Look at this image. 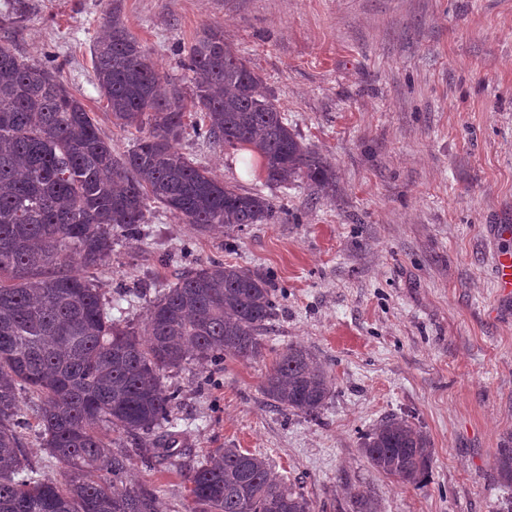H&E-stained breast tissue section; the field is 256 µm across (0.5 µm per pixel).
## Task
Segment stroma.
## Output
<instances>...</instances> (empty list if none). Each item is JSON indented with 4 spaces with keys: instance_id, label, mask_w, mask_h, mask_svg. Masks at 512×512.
Segmentation results:
<instances>
[{
    "instance_id": "1",
    "label": "stroma",
    "mask_w": 512,
    "mask_h": 512,
    "mask_svg": "<svg viewBox=\"0 0 512 512\" xmlns=\"http://www.w3.org/2000/svg\"><path fill=\"white\" fill-rule=\"evenodd\" d=\"M0 44L58 67L114 153L135 136L112 123L92 54L118 13L163 81L192 91L193 38L219 27L262 79L289 127L327 158L336 191L306 181L279 192L275 224L197 235L153 207L141 249L117 241L95 281L143 325L157 291L213 261L260 270L282 289L261 358L191 362L169 372L183 453L134 464L160 512H188L179 471L217 448L265 457L298 483L313 512H351L368 490L376 512H499L512 487L493 475L512 436V298L492 277L512 250V0H30ZM178 150L246 191L265 174L246 149L186 132ZM139 286L143 299L120 297ZM310 347L336 380L319 418L279 411L261 385L277 352ZM403 417L434 449L410 486L371 468L362 436Z\"/></svg>"
}]
</instances>
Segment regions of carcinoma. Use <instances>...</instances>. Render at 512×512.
I'll return each mask as SVG.
<instances>
[{
	"label": "carcinoma",
	"instance_id": "cac0c4a2",
	"mask_svg": "<svg viewBox=\"0 0 512 512\" xmlns=\"http://www.w3.org/2000/svg\"><path fill=\"white\" fill-rule=\"evenodd\" d=\"M0 16L9 29L26 0ZM92 51L97 85L112 123L142 129L125 154L112 144L55 67L31 63L0 45V512H158L155 493L127 480L132 456L106 441L112 429L139 441L142 466L179 454L178 396L166 373L195 360L223 368L224 357L265 349L276 289L266 274L212 262L182 273L147 305L144 334L112 317V301L86 276L109 265L112 244L137 246L152 205L204 235L216 226L275 224L271 196L228 186L176 148L187 120L218 148L249 147L265 186L298 179L328 192L333 167L288 127L261 78L205 28L188 48L191 96L160 91L161 77L116 17ZM335 380L310 350L276 355L262 389L276 407L317 415ZM29 412L21 413L22 395ZM61 469L45 477L26 456V432ZM373 469L417 485L433 463L426 434L387 419L362 437ZM498 481L512 486V446L497 449ZM192 512H312L302 488L258 454L217 448L184 475Z\"/></svg>",
	"mask_w": 512,
	"mask_h": 512
}]
</instances>
